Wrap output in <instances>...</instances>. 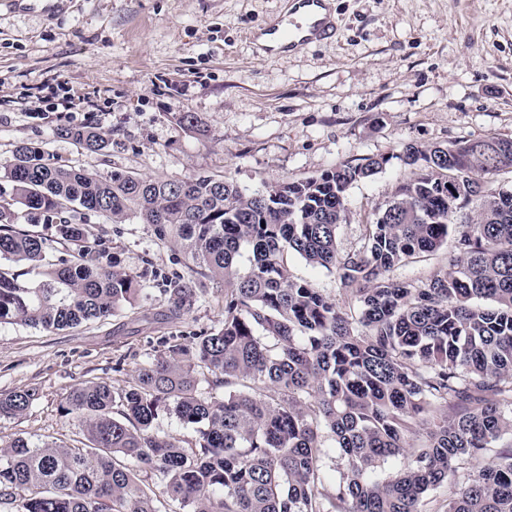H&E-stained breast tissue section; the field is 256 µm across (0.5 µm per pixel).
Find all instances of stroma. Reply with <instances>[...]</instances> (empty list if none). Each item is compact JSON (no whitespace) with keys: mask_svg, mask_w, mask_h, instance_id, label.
Wrapping results in <instances>:
<instances>
[{"mask_svg":"<svg viewBox=\"0 0 512 512\" xmlns=\"http://www.w3.org/2000/svg\"><path fill=\"white\" fill-rule=\"evenodd\" d=\"M286 0H0V201L16 145L42 148L99 177L223 176L240 189L295 181L366 158L383 170L355 183L338 228L346 251L412 175L407 145L512 137V0H331L336 34L296 54L258 38L284 20ZM72 109H61L64 100ZM195 127L179 122L183 113ZM107 133L105 152L57 137L64 126ZM145 290L109 320L49 332L0 326V392L37 389L17 418L0 417V447L18 437L71 444L61 404L81 383L122 388L172 336L221 319L201 297L186 319L166 316V288L196 279L184 253L137 218L115 224L70 212ZM288 266L337 302L335 273L297 256Z\"/></svg>","mask_w":512,"mask_h":512,"instance_id":"obj_1","label":"stroma"}]
</instances>
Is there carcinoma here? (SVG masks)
Segmentation results:
<instances>
[{
  "mask_svg": "<svg viewBox=\"0 0 512 512\" xmlns=\"http://www.w3.org/2000/svg\"><path fill=\"white\" fill-rule=\"evenodd\" d=\"M56 135L92 152L91 125ZM382 157L245 192L224 177L103 179L20 144L6 167L0 260L40 277L26 286L0 267V325L63 330L104 322L143 289L82 224L75 206L114 223L135 217L183 251L206 282L169 290L168 313L189 316L200 295H224L223 318L166 350L115 389L74 388L61 406L78 423L74 446L16 438L0 448V500L15 512H166L137 471L164 483L179 512H424L448 485L443 512H512V195L487 180L512 168V138L407 146L413 176L341 253L336 238L350 187ZM474 216L456 222L458 208ZM57 218L55 263L46 238L15 223L14 206ZM455 240L448 268L416 280L394 270ZM294 254L336 273L357 308L344 309L288 271ZM224 388V396L217 390ZM38 399L0 393V417ZM162 414L193 429L194 445L159 436ZM344 460L326 476L324 435ZM489 448L496 456L484 463ZM405 456L393 475L377 463Z\"/></svg>",
  "mask_w": 512,
  "mask_h": 512,
  "instance_id": "1",
  "label": "carcinoma"
}]
</instances>
